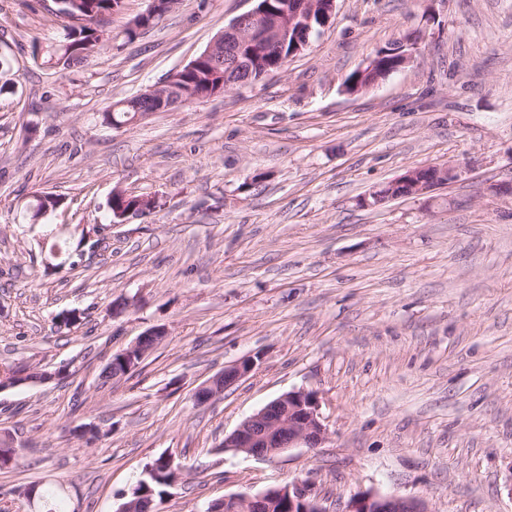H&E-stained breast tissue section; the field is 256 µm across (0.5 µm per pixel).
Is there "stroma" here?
Wrapping results in <instances>:
<instances>
[{
  "label": "stroma",
  "instance_id": "stroma-1",
  "mask_svg": "<svg viewBox=\"0 0 512 512\" xmlns=\"http://www.w3.org/2000/svg\"><path fill=\"white\" fill-rule=\"evenodd\" d=\"M255 0H179L134 41L124 0L89 62L33 58L62 41L53 0H0V362L64 368L0 392V512L63 487L73 512H116L156 458L181 467L162 512L307 482L327 512L376 490L431 512H512V0H336L328 26L254 85L116 128L113 102L202 53ZM420 53L374 87L345 78L379 48ZM463 167L438 204L360 199L407 170ZM157 209L111 221L113 190ZM58 208L30 224L31 195ZM106 247L72 267L81 236ZM128 307L112 317L115 299ZM78 324L57 330L55 315ZM165 339L119 382L112 353ZM257 366L197 405L208 378ZM316 393V448L221 451L280 395ZM101 428L92 444L80 425Z\"/></svg>",
  "mask_w": 512,
  "mask_h": 512
}]
</instances>
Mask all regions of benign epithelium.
Segmentation results:
<instances>
[{
	"mask_svg": "<svg viewBox=\"0 0 512 512\" xmlns=\"http://www.w3.org/2000/svg\"><path fill=\"white\" fill-rule=\"evenodd\" d=\"M334 7L335 0H299V5L293 10L282 12L271 10L266 3H259L235 18L199 59L192 60L191 65H196L200 60H208L212 65L221 67L227 53L237 55L239 49L246 46L249 48L246 60L250 66L281 44L285 30L293 28L297 23L310 24L319 9L325 10L330 16ZM174 81L175 76L172 75L163 83L138 93L137 98L166 110L199 99L192 91L175 86ZM435 169L440 174L433 178L421 177L419 168L408 170L387 182L385 190L377 189L363 198L361 205L376 206L392 200L395 190L403 186L416 190V197L419 198L462 175V169L458 167L437 165ZM163 337L164 331L156 330L139 337L120 351L119 355L126 362L127 370L137 366V362L143 360ZM254 367V361L249 358L224 367L223 372L213 376L195 392L196 403H209L226 388L250 374ZM61 374L60 370L51 373L37 367H25L15 375L14 380H0V392L29 383L45 382ZM325 435L326 428L321 421L317 396L308 391H290L245 418L231 434L224 437V450L270 459L290 448H316L323 443ZM277 501L288 506V512H327L321 499L305 483H294L251 496L232 495L220 500V508L215 512H272L271 504ZM345 512H430V509L420 498L365 492L353 496Z\"/></svg>",
	"mask_w": 512,
	"mask_h": 512,
	"instance_id": "obj_1",
	"label": "benign epithelium"
}]
</instances>
